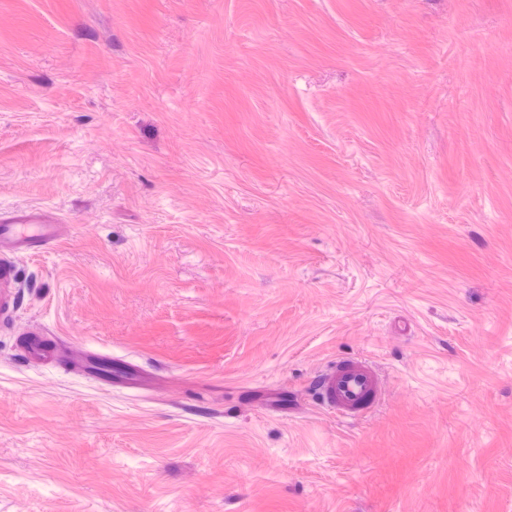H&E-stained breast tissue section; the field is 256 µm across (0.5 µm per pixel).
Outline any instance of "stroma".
Returning <instances> with one entry per match:
<instances>
[{
	"mask_svg": "<svg viewBox=\"0 0 512 512\" xmlns=\"http://www.w3.org/2000/svg\"><path fill=\"white\" fill-rule=\"evenodd\" d=\"M29 207L0 512H512V0H0ZM61 224L49 221L43 212L30 211L0 225V251L23 246H53L60 237ZM382 381L376 368L361 358L332 361L317 382L319 404L343 419H358L380 400Z\"/></svg>",
	"mask_w": 512,
	"mask_h": 512,
	"instance_id": "stroma-1",
	"label": "stroma"
}]
</instances>
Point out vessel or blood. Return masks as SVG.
Here are the masks:
<instances>
[{"label": "vessel or blood", "mask_w": 512, "mask_h": 512, "mask_svg": "<svg viewBox=\"0 0 512 512\" xmlns=\"http://www.w3.org/2000/svg\"><path fill=\"white\" fill-rule=\"evenodd\" d=\"M57 222L43 212L30 211L0 224V251L23 246H53L59 239ZM382 381L376 368L361 358L331 362L317 382L320 405L343 419H358L379 401Z\"/></svg>", "instance_id": "vessel-or-blood-1"}]
</instances>
